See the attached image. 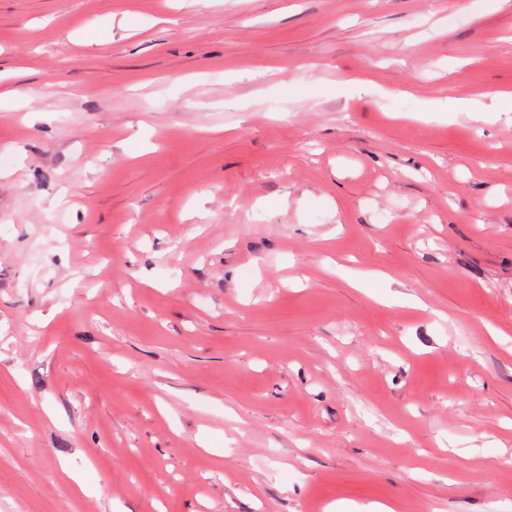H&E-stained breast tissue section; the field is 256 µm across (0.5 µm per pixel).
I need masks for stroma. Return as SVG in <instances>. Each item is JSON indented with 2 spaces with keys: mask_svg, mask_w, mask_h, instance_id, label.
<instances>
[{
  "mask_svg": "<svg viewBox=\"0 0 512 512\" xmlns=\"http://www.w3.org/2000/svg\"><path fill=\"white\" fill-rule=\"evenodd\" d=\"M0 512H512V0H0Z\"/></svg>",
  "mask_w": 512,
  "mask_h": 512,
  "instance_id": "1",
  "label": "stroma"
}]
</instances>
